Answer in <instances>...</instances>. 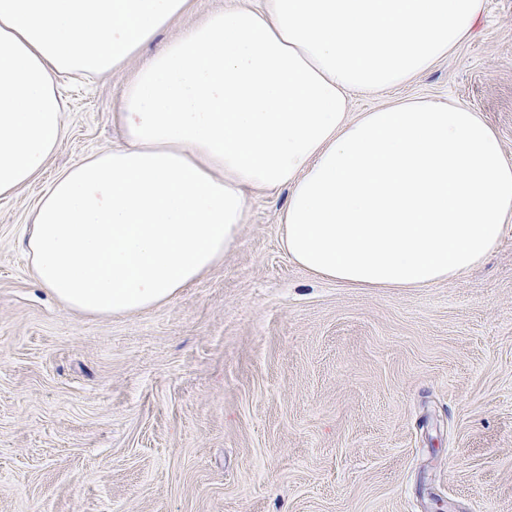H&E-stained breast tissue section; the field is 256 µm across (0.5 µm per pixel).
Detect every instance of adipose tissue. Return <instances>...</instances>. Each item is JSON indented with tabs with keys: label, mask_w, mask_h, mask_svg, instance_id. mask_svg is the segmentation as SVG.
<instances>
[{
	"label": "adipose tissue",
	"mask_w": 512,
	"mask_h": 512,
	"mask_svg": "<svg viewBox=\"0 0 512 512\" xmlns=\"http://www.w3.org/2000/svg\"><path fill=\"white\" fill-rule=\"evenodd\" d=\"M188 0H0V196L64 137L56 74L119 67ZM484 0H263L214 11L135 73L121 145L65 169L25 241L66 307L119 316L168 302L223 260L248 191L287 189L289 258L355 288L464 276L512 225V162L471 107L400 88L470 35Z\"/></svg>",
	"instance_id": "obj_1"
}]
</instances>
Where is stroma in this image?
<instances>
[{
  "mask_svg": "<svg viewBox=\"0 0 512 512\" xmlns=\"http://www.w3.org/2000/svg\"><path fill=\"white\" fill-rule=\"evenodd\" d=\"M61 80L66 134L0 198V512H512V228L477 269L428 288H349L281 246L288 193L253 191L236 246L169 303L93 317L35 279L26 228L57 174L121 140L136 70ZM464 103L512 161V0L400 89Z\"/></svg>",
  "mask_w": 512,
  "mask_h": 512,
  "instance_id": "obj_1",
  "label": "stroma"
}]
</instances>
